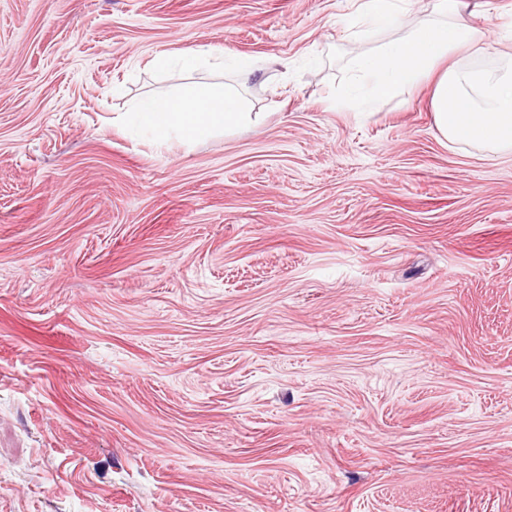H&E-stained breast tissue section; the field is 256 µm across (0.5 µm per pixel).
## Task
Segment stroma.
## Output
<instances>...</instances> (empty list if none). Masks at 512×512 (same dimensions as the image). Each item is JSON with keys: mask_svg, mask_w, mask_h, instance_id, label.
<instances>
[{"mask_svg": "<svg viewBox=\"0 0 512 512\" xmlns=\"http://www.w3.org/2000/svg\"><path fill=\"white\" fill-rule=\"evenodd\" d=\"M358 2L0 0V512H512V154L333 105ZM198 45L254 127L117 122ZM227 62L224 50L212 45L190 48L183 51L177 59L179 66L186 72H195L209 65L226 69Z\"/></svg>", "mask_w": 512, "mask_h": 512, "instance_id": "1", "label": "stroma"}]
</instances>
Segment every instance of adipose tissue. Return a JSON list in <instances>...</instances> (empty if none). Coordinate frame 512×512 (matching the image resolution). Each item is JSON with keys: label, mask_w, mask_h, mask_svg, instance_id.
Here are the masks:
<instances>
[{"label": "adipose tissue", "mask_w": 512, "mask_h": 512, "mask_svg": "<svg viewBox=\"0 0 512 512\" xmlns=\"http://www.w3.org/2000/svg\"><path fill=\"white\" fill-rule=\"evenodd\" d=\"M408 4L409 0H360L346 31L356 37L366 26H398ZM484 18V13L468 9L463 0H435L431 15L418 18L404 35L358 59L355 69L365 81L361 88L365 98L384 102L403 87L432 79V118L445 139L494 152L512 151V68L488 72L448 62L461 47L488 51ZM177 62L187 72L228 66L237 82L261 69L257 60L230 59L212 45L185 50ZM125 119L158 146L175 142L191 148L219 133L238 134L253 126L258 115L251 112L235 84L205 80L162 98L143 97Z\"/></svg>", "instance_id": "obj_1"}]
</instances>
